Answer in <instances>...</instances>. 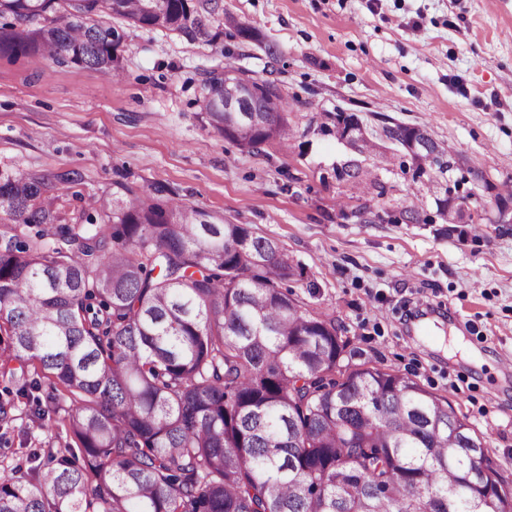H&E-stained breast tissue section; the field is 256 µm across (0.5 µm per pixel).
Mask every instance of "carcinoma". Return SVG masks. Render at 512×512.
Returning <instances> with one entry per match:
<instances>
[{
	"label": "carcinoma",
	"mask_w": 512,
	"mask_h": 512,
	"mask_svg": "<svg viewBox=\"0 0 512 512\" xmlns=\"http://www.w3.org/2000/svg\"><path fill=\"white\" fill-rule=\"evenodd\" d=\"M164 2L0 0V54L119 81L104 15L207 45L226 27L257 38L223 0ZM227 74L250 85L241 111L224 109ZM241 74L206 71L210 126L288 145L295 99ZM352 127L336 113L337 136ZM384 133L407 149L415 128ZM80 181L0 171V376L66 434L43 475L0 464V512H512L484 439L447 401L364 363L336 380L357 351L281 287L303 269L276 240L127 187L59 208V186Z\"/></svg>",
	"instance_id": "obj_1"
}]
</instances>
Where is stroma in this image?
Masks as SVG:
<instances>
[{"label": "stroma", "instance_id": "stroma-1", "mask_svg": "<svg viewBox=\"0 0 512 512\" xmlns=\"http://www.w3.org/2000/svg\"><path fill=\"white\" fill-rule=\"evenodd\" d=\"M255 41L221 47L125 28V77L0 55V170H73L82 195L128 185L166 195L277 239L305 278L299 304L334 319L367 365L415 376L447 399L489 444L512 484V223H498V190L512 183V0H224ZM282 53L270 72L264 44ZM230 52L256 79L297 102L287 146L247 149L207 123L196 100L206 70ZM356 114L371 147L336 135ZM424 128L478 177L462 185L472 224L437 211L447 178L413 182L404 147L384 126ZM355 174L336 179V168ZM492 189H485L484 181ZM418 189L422 223L401 219ZM344 200L347 211L336 202ZM0 436V462L55 445L24 399Z\"/></svg>", "mask_w": 512, "mask_h": 512}]
</instances>
